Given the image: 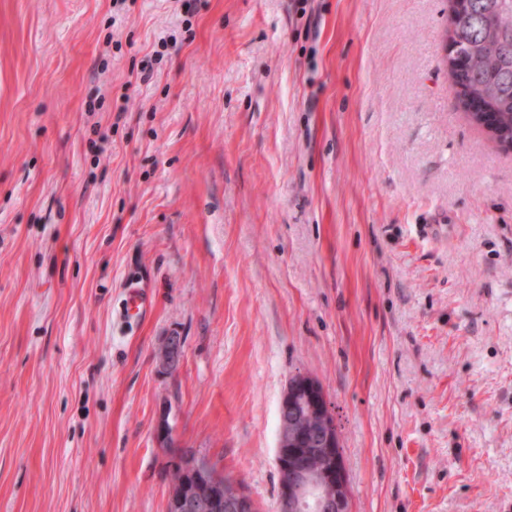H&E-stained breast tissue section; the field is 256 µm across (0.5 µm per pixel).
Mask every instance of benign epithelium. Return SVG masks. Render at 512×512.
Instances as JSON below:
<instances>
[{
    "label": "benign epithelium",
    "mask_w": 512,
    "mask_h": 512,
    "mask_svg": "<svg viewBox=\"0 0 512 512\" xmlns=\"http://www.w3.org/2000/svg\"><path fill=\"white\" fill-rule=\"evenodd\" d=\"M183 352L181 337L174 334L162 337L156 352L159 371L173 373L183 360ZM167 421L164 412L156 426V439L159 447L172 452L176 443ZM280 426L276 448L278 510L299 512L304 489L317 481L329 489L319 502L318 512H344L347 477L336 453V420L322 387L303 374L289 381L280 402ZM308 437L324 457V465L316 475L304 464H288L289 457L296 452L292 444L298 438ZM173 469L190 473L193 481L182 479L171 484L167 502L169 512H257L253 498L244 488L237 489L231 498L224 496V481L206 458L179 453Z\"/></svg>",
    "instance_id": "obj_1"
}]
</instances>
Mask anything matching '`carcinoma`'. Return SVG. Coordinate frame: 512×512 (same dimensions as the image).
I'll return each mask as SVG.
<instances>
[{
  "instance_id": "carcinoma-1",
  "label": "carcinoma",
  "mask_w": 512,
  "mask_h": 512,
  "mask_svg": "<svg viewBox=\"0 0 512 512\" xmlns=\"http://www.w3.org/2000/svg\"><path fill=\"white\" fill-rule=\"evenodd\" d=\"M454 22L452 45L467 62L465 81L512 137V0H467Z\"/></svg>"
}]
</instances>
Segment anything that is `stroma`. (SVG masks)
Instances as JSON below:
<instances>
[{"label": "stroma", "mask_w": 512, "mask_h": 512, "mask_svg": "<svg viewBox=\"0 0 512 512\" xmlns=\"http://www.w3.org/2000/svg\"><path fill=\"white\" fill-rule=\"evenodd\" d=\"M447 28L448 0H0V512H166L164 401L274 512L298 373L350 512H512V152ZM152 300L145 288L138 284H130L125 298L124 310L128 317L139 318L150 311ZM184 347L182 338L177 335L163 336L157 346L156 359L159 371L173 373L183 360Z\"/></svg>", "instance_id": "stroma-1"}]
</instances>
